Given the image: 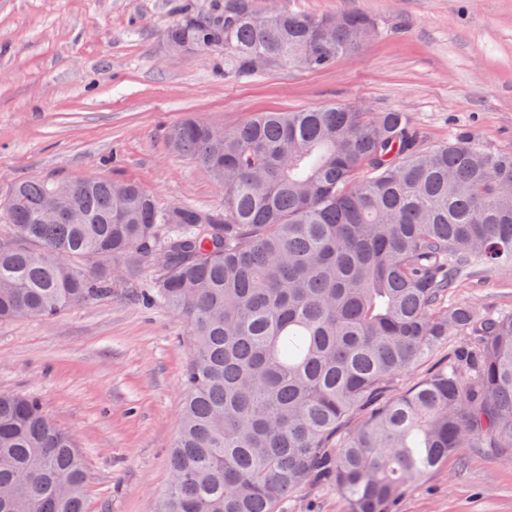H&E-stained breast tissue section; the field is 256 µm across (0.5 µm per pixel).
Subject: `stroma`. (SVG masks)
<instances>
[{
  "mask_svg": "<svg viewBox=\"0 0 512 512\" xmlns=\"http://www.w3.org/2000/svg\"><path fill=\"white\" fill-rule=\"evenodd\" d=\"M294 11L362 10L381 31L325 71L277 67L236 81L216 47L168 56L163 31L214 0H0V191L39 177L108 175L163 203L202 209L221 194L172 151L189 118L228 129L255 112L338 102L408 113L434 145L464 133L512 150V0H280ZM45 317L0 322V393L38 398L69 432L87 472L86 512H157L169 482L189 356L186 323L144 307L155 277ZM512 313V266L477 268L448 297ZM277 512H343L335 487L309 482ZM397 512H512V459L463 448Z\"/></svg>",
  "mask_w": 512,
  "mask_h": 512,
  "instance_id": "35a3bbf8",
  "label": "stroma"
}]
</instances>
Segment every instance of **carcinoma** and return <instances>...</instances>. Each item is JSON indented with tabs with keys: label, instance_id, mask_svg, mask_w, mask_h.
<instances>
[{
	"label": "carcinoma",
	"instance_id": "cac0c4a2",
	"mask_svg": "<svg viewBox=\"0 0 512 512\" xmlns=\"http://www.w3.org/2000/svg\"><path fill=\"white\" fill-rule=\"evenodd\" d=\"M363 11L312 15L218 0L164 32L170 55L224 47V78L323 71L378 34ZM173 151L220 208L139 184L30 178L0 193V321L140 290L183 318L187 396L159 512H276L314 479L344 512H393L460 448L512 447V314L448 295L512 264V153L426 147L399 110L256 112L219 135L188 119ZM75 220L44 223L51 204ZM470 337L406 390L451 336ZM85 460L34 397L0 393V512H84Z\"/></svg>",
	"mask_w": 512,
	"mask_h": 512
}]
</instances>
